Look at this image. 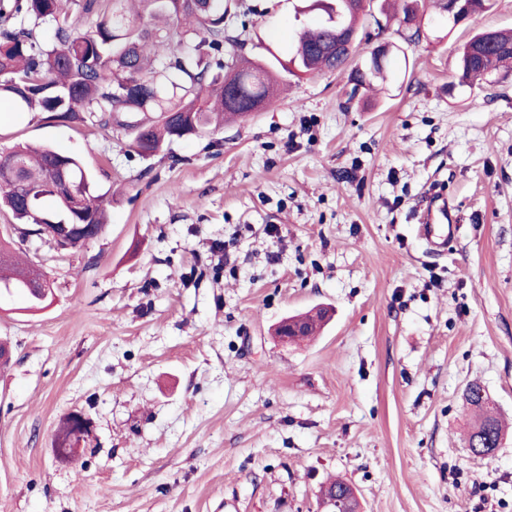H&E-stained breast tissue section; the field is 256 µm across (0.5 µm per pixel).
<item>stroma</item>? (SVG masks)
<instances>
[{"instance_id": "obj_1", "label": "stroma", "mask_w": 512, "mask_h": 512, "mask_svg": "<svg viewBox=\"0 0 512 512\" xmlns=\"http://www.w3.org/2000/svg\"><path fill=\"white\" fill-rule=\"evenodd\" d=\"M314 0H234L236 55L288 62ZM407 72L284 77L271 105L138 154L115 127L0 115L22 143L79 157L104 231L56 252L0 211V239L52 292L0 293V512H316L322 482L360 512H512V74L451 87L456 46L512 29V0L449 26L428 0ZM461 216L434 249L417 206ZM323 307L315 340L281 342ZM478 381L507 428L493 463L463 441ZM92 434L57 457L62 419ZM308 313H311L308 315ZM304 316H291L284 319L276 329V335H287L289 342L313 336L320 326L324 313L321 310L308 312Z\"/></svg>"}]
</instances>
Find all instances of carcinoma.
Segmentation results:
<instances>
[{
  "mask_svg": "<svg viewBox=\"0 0 512 512\" xmlns=\"http://www.w3.org/2000/svg\"><path fill=\"white\" fill-rule=\"evenodd\" d=\"M337 20L316 29L301 27L293 39L285 71L313 74L343 71L353 59L354 41L370 43L384 35L365 29V12L351 0H330ZM225 0H109L88 29L76 26L61 0H0V101L18 112L49 113L55 119L113 124L131 132L132 146L155 155L174 140L206 133L221 115L242 112L224 101V45H238L224 29ZM455 21H464L494 6V0H440ZM176 42L184 51L152 58L150 48ZM393 57L376 52L352 72L355 86L384 84ZM512 69V32L483 30L457 49L454 78L474 88L489 74ZM233 71L249 96H264L280 74L266 61L242 59ZM0 209L20 224H38L49 215L86 223L70 232L74 249L103 230L106 205L93 193L92 178L81 160L47 147L17 145L0 153ZM30 264L21 263L0 241V287L23 291L35 303L45 293L32 288ZM324 319L317 310L281 322L276 335L293 342L314 335ZM472 412L466 438L470 452L493 460L502 440L501 423L483 387L473 382L463 394ZM321 494L358 506L352 488L341 480L323 485Z\"/></svg>",
  "mask_w": 512,
  "mask_h": 512,
  "instance_id": "carcinoma-1",
  "label": "carcinoma"
}]
</instances>
